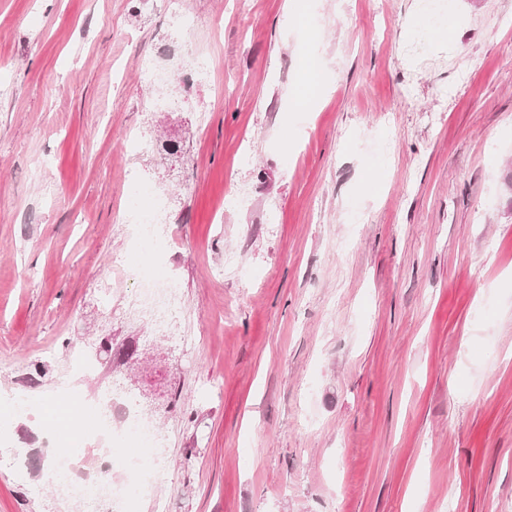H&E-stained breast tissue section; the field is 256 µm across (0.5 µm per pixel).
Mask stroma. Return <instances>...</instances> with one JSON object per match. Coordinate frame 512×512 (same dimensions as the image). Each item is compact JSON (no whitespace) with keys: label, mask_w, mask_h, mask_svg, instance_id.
<instances>
[{"label":"stroma","mask_w":512,"mask_h":512,"mask_svg":"<svg viewBox=\"0 0 512 512\" xmlns=\"http://www.w3.org/2000/svg\"><path fill=\"white\" fill-rule=\"evenodd\" d=\"M158 2L0 0V399L56 400L105 341L166 432L169 512H512V0H456L427 64L400 51L420 0H319L313 36L287 0H180L188 40ZM187 48L209 78L143 80ZM132 167L168 199L184 349L93 292L132 252ZM57 434L0 427L29 461L0 512H81L31 462ZM313 61L310 64L303 65L305 79L299 89L294 90L292 106L295 112L308 111L309 105L315 101L322 90V79L324 64L317 57L309 53Z\"/></svg>","instance_id":"obj_1"}]
</instances>
